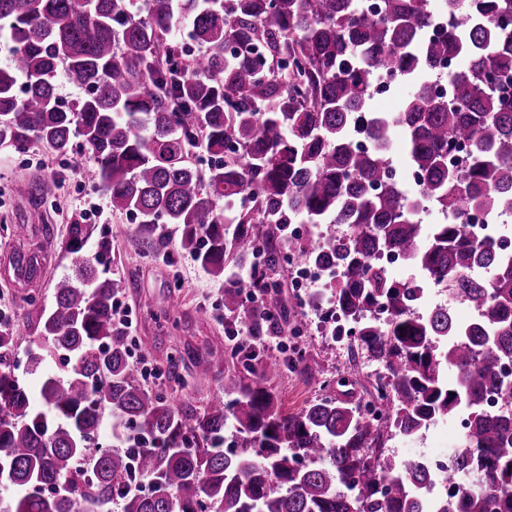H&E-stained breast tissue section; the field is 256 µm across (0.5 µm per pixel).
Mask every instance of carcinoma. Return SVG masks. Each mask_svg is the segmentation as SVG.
I'll use <instances>...</instances> for the list:
<instances>
[{"mask_svg": "<svg viewBox=\"0 0 512 512\" xmlns=\"http://www.w3.org/2000/svg\"><path fill=\"white\" fill-rule=\"evenodd\" d=\"M182 0L202 52L179 49L174 0H0V147L40 143L70 157L105 191L112 211L139 219L155 250L160 224L181 226L180 246L209 274L264 245L261 266L224 290V310L258 340L277 318L272 295L282 224L317 232L288 240L297 260L337 267L322 308L357 321L356 349L390 380L395 430L360 418L349 400L325 397L283 411L272 380L283 364L224 371V395L203 412L145 383L129 340L112 321L124 282L112 242L81 254L91 236L78 218L60 249L74 274L54 285L50 308L30 300L26 373L43 408L30 405L17 370L10 316L0 317V512H424L435 481L425 457H383L395 435L412 437L463 405L466 446L453 469L478 487L448 489L437 512H512V413L490 415L496 394L512 408L502 363L512 360V249L469 236L461 223L424 224L423 203L460 216L472 203L512 213V0ZM457 58L449 98L429 90L437 66ZM83 96L62 105L56 77ZM413 92L394 114L369 108L381 75ZM371 148L352 146L356 121ZM406 133L413 194L386 175L382 150ZM465 142L460 170L448 152ZM204 152L206 168L193 162ZM250 205L237 206L241 195ZM224 208H218V202ZM35 250H16L17 279L38 277ZM393 252L477 313L416 309L411 281L378 262ZM259 292L246 305L242 288ZM387 311L383 323L366 315ZM64 372L44 369L54 358ZM457 371L453 385L443 378ZM134 445L92 450L105 411ZM237 439L224 449L227 429ZM136 481L144 493H130Z\"/></svg>", "mask_w": 512, "mask_h": 512, "instance_id": "obj_1", "label": "carcinoma"}]
</instances>
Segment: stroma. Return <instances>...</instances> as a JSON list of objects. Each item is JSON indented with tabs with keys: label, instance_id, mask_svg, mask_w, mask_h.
I'll use <instances>...</instances> for the list:
<instances>
[{
	"label": "stroma",
	"instance_id": "35a3bbf8",
	"mask_svg": "<svg viewBox=\"0 0 512 512\" xmlns=\"http://www.w3.org/2000/svg\"><path fill=\"white\" fill-rule=\"evenodd\" d=\"M79 213L93 228L86 252H94L100 239L112 242V269L125 282L121 297L135 313L138 348L168 375L163 391L197 409L223 397L228 365L224 342L234 325L224 310L228 277H213L181 250V230L171 224L162 230V250L142 252L134 216L113 212L97 185L85 180L66 158L37 144L22 152L0 149V308L10 313L16 335L29 332L24 320L29 296L51 304L54 282L71 274V258L57 244ZM49 239L54 242L50 248L45 245ZM23 242L45 247L42 273L29 285L17 282L8 269ZM305 347L303 364L284 367L275 382L286 412L299 410L321 391L339 399L357 396L359 385L339 383L345 368L329 338L309 327ZM204 358L215 360L217 367L199 379L195 364ZM453 444L454 433L444 425L429 430L422 444L389 441L384 454L400 460L425 450L441 452Z\"/></svg>",
	"mask_w": 512,
	"mask_h": 512
}]
</instances>
